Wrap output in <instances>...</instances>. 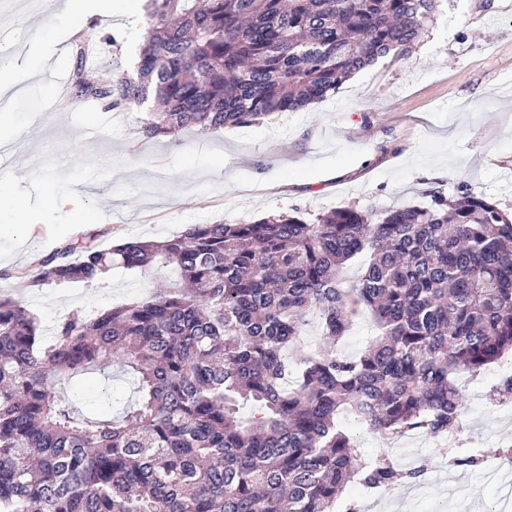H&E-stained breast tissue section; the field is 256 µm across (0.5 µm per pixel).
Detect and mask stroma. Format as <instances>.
<instances>
[{
  "instance_id": "stroma-1",
  "label": "stroma",
  "mask_w": 512,
  "mask_h": 512,
  "mask_svg": "<svg viewBox=\"0 0 512 512\" xmlns=\"http://www.w3.org/2000/svg\"><path fill=\"white\" fill-rule=\"evenodd\" d=\"M118 47L102 65L130 69L142 43L141 25L122 15L101 20ZM80 30L58 22L44 32H22L0 50V75L9 89L0 102V180L10 181L23 209L16 222L35 224L25 241L0 233V269L31 268L35 253L61 242L166 239L192 224H235L270 213L358 206L384 211L424 204L429 190L452 193L465 181L512 212V0H451L409 59L379 63L356 74L335 94L298 112L214 135L185 131L149 139L150 114L135 107L113 114L90 104L63 105L52 82L31 71L32 58L70 78L72 43ZM94 220L74 230L73 204ZM166 270L116 269L99 281L37 285L10 280L21 304L51 334L64 311L93 312L155 293ZM512 376L503 360L470 380L461 414L457 455L495 458L512 448V406L491 403L490 389ZM83 410L132 396V378L112 369L65 385ZM366 458L401 448L405 467L420 477L395 486L397 512H437L433 494L445 474L441 439L392 441L353 425ZM464 492L446 512L474 503L512 512V483L461 468Z\"/></svg>"
}]
</instances>
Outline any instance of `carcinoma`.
Segmentation results:
<instances>
[{"mask_svg":"<svg viewBox=\"0 0 512 512\" xmlns=\"http://www.w3.org/2000/svg\"><path fill=\"white\" fill-rule=\"evenodd\" d=\"M133 73L73 48L69 97L105 112L156 106L148 137L213 134L296 112L356 73L408 58L444 0H150ZM366 256L362 273L343 270ZM154 265L165 291L65 312L43 341L0 290V512H331L344 488L419 471L356 463L350 417L388 438L459 428L461 381L512 353V217L460 182L427 205L345 206L193 224L164 241L65 244L40 285ZM362 306L377 334L336 346ZM323 331L295 364L310 315ZM115 366L135 399L87 415L63 375Z\"/></svg>","mask_w":512,"mask_h":512,"instance_id":"1","label":"carcinoma"}]
</instances>
